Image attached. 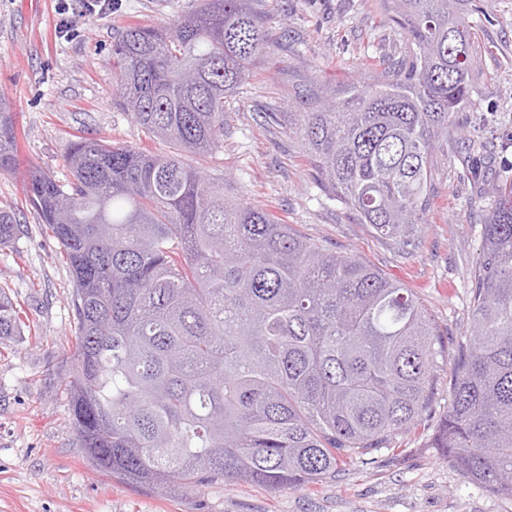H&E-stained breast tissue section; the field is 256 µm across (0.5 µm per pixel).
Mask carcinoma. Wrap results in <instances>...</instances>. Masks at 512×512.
<instances>
[{
	"mask_svg": "<svg viewBox=\"0 0 512 512\" xmlns=\"http://www.w3.org/2000/svg\"><path fill=\"white\" fill-rule=\"evenodd\" d=\"M257 2L202 0L171 27L133 24L113 44V104L170 153L80 137L67 181L33 166L25 182L74 278L69 414L95 468L138 488L222 478L302 489L336 477L343 452L390 449L429 402L438 328L411 289L224 197L182 160L224 146V99L268 56ZM383 5L410 41L398 71L312 84L307 111L270 116L323 189L405 240L469 99L472 32L460 0ZM19 163L0 98V173ZM20 233L0 211V246ZM21 330L0 292V337ZM430 447L512 498L511 179L487 209L470 337Z\"/></svg>",
	"mask_w": 512,
	"mask_h": 512,
	"instance_id": "obj_1",
	"label": "carcinoma"
}]
</instances>
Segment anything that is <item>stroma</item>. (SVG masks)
Masks as SVG:
<instances>
[{"label": "stroma", "mask_w": 512, "mask_h": 512, "mask_svg": "<svg viewBox=\"0 0 512 512\" xmlns=\"http://www.w3.org/2000/svg\"><path fill=\"white\" fill-rule=\"evenodd\" d=\"M109 14L76 17L56 38L57 0H0V96L21 134L20 166L0 174V209L23 233L0 247V291L17 306L21 335L0 339V512H512V498L467 481L428 440L451 399L465 347L492 187L512 178V0H466L473 33L471 93L460 122L493 139L487 157L463 149L438 158L432 206L405 244L379 236L323 191L298 139L271 112H300L305 85L372 83L373 64L397 69L409 38L378 0H260L278 41L224 101V146L191 165L224 180L226 196L270 209L281 223L328 250L363 259L413 289L440 333L430 402L398 451L303 489L271 490L215 480L160 495L95 471L68 412L65 378L74 346L73 280L58 244L25 197L29 166L66 180L76 137L168 152L133 117L113 107L112 44L125 25L168 26L200 0H120Z\"/></svg>", "instance_id": "1"}]
</instances>
